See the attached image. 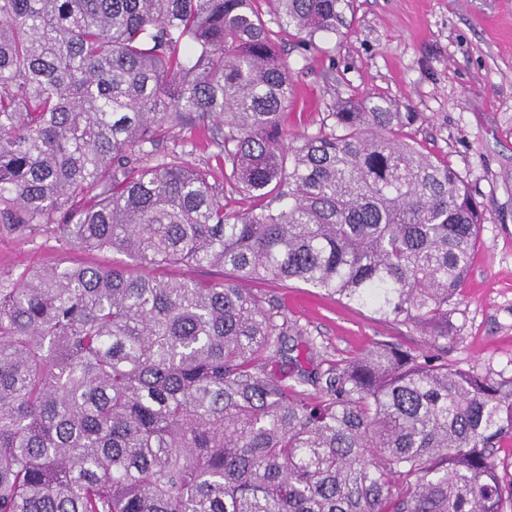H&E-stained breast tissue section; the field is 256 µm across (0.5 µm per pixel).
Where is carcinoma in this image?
I'll return each instance as SVG.
<instances>
[{
  "mask_svg": "<svg viewBox=\"0 0 512 512\" xmlns=\"http://www.w3.org/2000/svg\"><path fill=\"white\" fill-rule=\"evenodd\" d=\"M260 2L0 0V228L235 278L0 274V512L512 507V378L384 342L319 361L238 285L300 280L446 339L487 211L404 137L416 112L337 97L286 142ZM347 2L272 0L274 22L305 45ZM205 123L215 168L171 139ZM290 340L305 360L267 371Z\"/></svg>",
  "mask_w": 512,
  "mask_h": 512,
  "instance_id": "carcinoma-1",
  "label": "carcinoma"
}]
</instances>
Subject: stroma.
Wrapping results in <instances>:
<instances>
[{
    "mask_svg": "<svg viewBox=\"0 0 512 512\" xmlns=\"http://www.w3.org/2000/svg\"><path fill=\"white\" fill-rule=\"evenodd\" d=\"M295 92L288 135L316 129L333 98L384 99L422 119L405 133L424 154L448 161L488 212L460 288L453 337L431 341L411 326L303 282L247 281L339 360L388 342L463 369L512 377V0H350L337 34L307 48L283 36ZM66 262L140 268L125 254L85 251L52 235L0 232V272Z\"/></svg>",
    "mask_w": 512,
    "mask_h": 512,
    "instance_id": "obj_1",
    "label": "stroma"
}]
</instances>
